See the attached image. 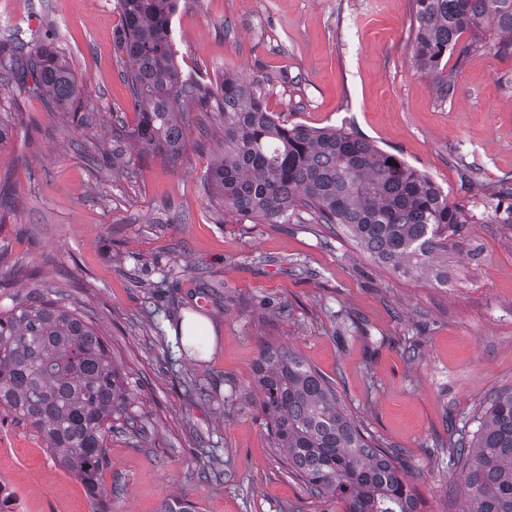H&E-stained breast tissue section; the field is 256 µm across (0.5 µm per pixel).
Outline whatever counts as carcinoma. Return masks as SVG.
<instances>
[{"label": "carcinoma", "mask_w": 512, "mask_h": 512, "mask_svg": "<svg viewBox=\"0 0 512 512\" xmlns=\"http://www.w3.org/2000/svg\"><path fill=\"white\" fill-rule=\"evenodd\" d=\"M117 4L137 122L130 131L112 129V158L130 139L141 158L177 161L187 142L180 104L190 99L224 131V155L203 188L226 212L266 224L304 212L316 224L341 225L372 257L404 273L427 267L465 223L463 207L449 203L429 176L374 143L332 128L290 126L242 77H183L172 37L178 0ZM413 4V61L436 83L449 85L444 59L452 55L459 66L483 47L512 57V0ZM13 85L41 97L50 111L80 112L81 87L51 44L17 33L0 37V88ZM488 208L490 223L512 224V204L492 195ZM51 294L45 285L33 288L0 312V409L35 428L91 496L106 497L112 491L101 475L112 418L123 412L127 389L78 302ZM254 376L271 445L310 494L337 500L344 512H421L404 459L348 417L321 373L267 344ZM457 454L464 460V512H512V388L490 400L477 434L460 442ZM159 512H193V505L172 497Z\"/></svg>", "instance_id": "obj_1"}]
</instances>
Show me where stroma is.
I'll return each instance as SVG.
<instances>
[{
  "label": "stroma",
  "instance_id": "stroma-1",
  "mask_svg": "<svg viewBox=\"0 0 512 512\" xmlns=\"http://www.w3.org/2000/svg\"><path fill=\"white\" fill-rule=\"evenodd\" d=\"M172 28L184 77L256 80L281 120L374 142L430 176L467 222L433 269L405 275L334 226L226 213L202 187L224 135L201 134L195 104L181 159L114 171L112 126L136 122L116 0H0V34L65 52L83 114L0 89L15 114L0 150L14 187L0 311L35 285L77 298L142 427L112 432L103 480L118 493L103 507L36 429L0 412V481L18 512H158L171 496L196 512H343L309 495L270 446L253 373L266 344L320 371L357 425L405 458L423 512H462L455 447L512 388V224L489 223L484 207L512 192V57L473 53L441 93L413 63V0H180ZM195 312L216 332L198 356L173 335ZM188 378L206 395L187 397Z\"/></svg>",
  "mask_w": 512,
  "mask_h": 512
}]
</instances>
